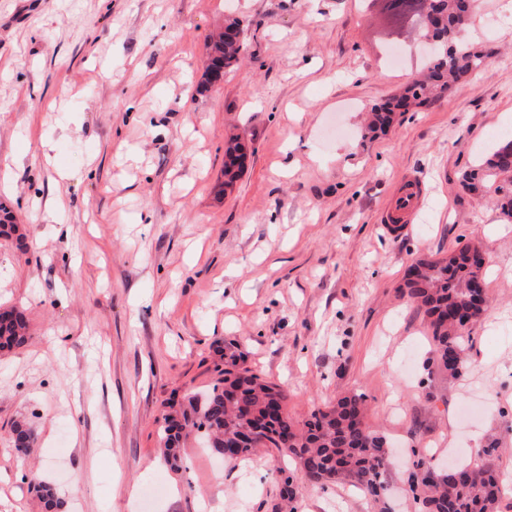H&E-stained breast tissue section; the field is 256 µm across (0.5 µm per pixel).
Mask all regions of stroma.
<instances>
[{
	"mask_svg": "<svg viewBox=\"0 0 512 512\" xmlns=\"http://www.w3.org/2000/svg\"><path fill=\"white\" fill-rule=\"evenodd\" d=\"M479 0L464 41L488 63L373 138L366 111L426 63L369 0H0V307L28 341L0 352V512H279L275 452L242 464L187 438L160 459L164 403L209 388L218 347L287 393L302 422L364 395L390 445L389 512H422L411 449L440 468L488 438L512 486V221L464 171L512 126V11ZM240 20L246 58L204 83L206 44ZM254 148L232 190L230 134ZM420 177L413 223L382 221ZM471 243L489 306L457 379L403 290L418 258ZM36 437L20 454L11 428ZM163 488L142 504L139 489ZM295 512H380L345 484L299 480Z\"/></svg>",
	"mask_w": 512,
	"mask_h": 512,
	"instance_id": "obj_1",
	"label": "stroma"
}]
</instances>
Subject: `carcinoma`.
<instances>
[{
  "mask_svg": "<svg viewBox=\"0 0 512 512\" xmlns=\"http://www.w3.org/2000/svg\"><path fill=\"white\" fill-rule=\"evenodd\" d=\"M428 2L430 24L420 13L407 8L411 0H384L385 11L421 29L430 40L432 55L427 72L401 91L372 106L368 128L389 129L400 109L445 95L468 82L484 66L486 56L460 39L474 10V0H418ZM228 38L219 37L209 46L208 68L228 70L242 57L246 43L241 23L225 21ZM250 149V140L236 135L225 150V184L238 176V160ZM464 185L483 182L494 186L502 214L512 219V141L502 143L477 168L466 173ZM415 278L404 282L408 298L428 319L437 354V369L453 378L462 373L469 337L461 334L452 318L464 313L476 323L488 306V296L471 288L472 277L481 272L464 250H454L438 260L419 259ZM27 342V321L16 310L0 320V350L21 348ZM224 365H215L218 378L203 396L188 393L178 408L163 415L160 427L162 456L174 470L182 467L181 448L190 433L201 434L208 447L230 460L252 456L261 447L276 450L284 464L293 463L302 476L316 484L351 482L378 498L386 492L382 481L388 450L383 436L366 422L365 397L347 394L336 398L326 410H318L299 423L285 410L287 394L265 380L232 353L220 355ZM15 448L29 452L35 443L23 422L13 426ZM410 471L417 475L411 484L415 499L425 512H497L502 493L500 473L487 463H462L441 472L427 454L413 451Z\"/></svg>",
  "mask_w": 512,
  "mask_h": 512,
  "instance_id": "obj_1",
  "label": "carcinoma"
}]
</instances>
